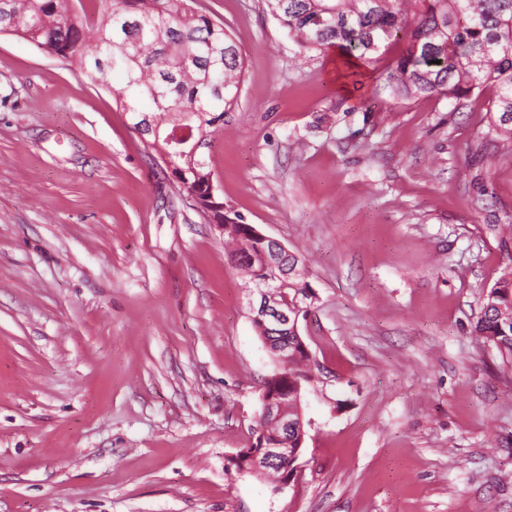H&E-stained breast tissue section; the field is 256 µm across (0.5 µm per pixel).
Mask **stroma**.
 <instances>
[{
	"label": "stroma",
	"instance_id": "stroma-1",
	"mask_svg": "<svg viewBox=\"0 0 512 512\" xmlns=\"http://www.w3.org/2000/svg\"><path fill=\"white\" fill-rule=\"evenodd\" d=\"M244 57L204 157L302 253L322 373L291 483L237 473L274 363L250 281L108 89L0 35V512H512V367L473 333L512 261L492 88L394 100L398 48L298 46L265 0H198Z\"/></svg>",
	"mask_w": 512,
	"mask_h": 512
}]
</instances>
